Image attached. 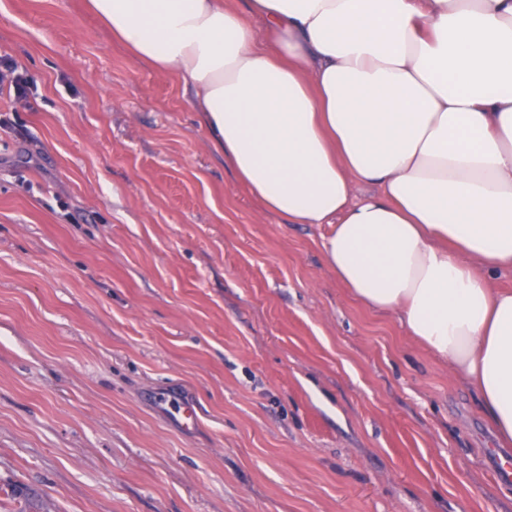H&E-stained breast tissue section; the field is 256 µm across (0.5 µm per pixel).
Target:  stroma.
Listing matches in <instances>:
<instances>
[{"mask_svg":"<svg viewBox=\"0 0 512 512\" xmlns=\"http://www.w3.org/2000/svg\"><path fill=\"white\" fill-rule=\"evenodd\" d=\"M5 512H512L472 391L236 183L86 0H0ZM192 402L185 430L175 412ZM7 84L13 87L18 97L26 98L32 81L26 77L22 72H19L15 64L4 58L0 57V85Z\"/></svg>","mask_w":512,"mask_h":512,"instance_id":"stroma-1","label":"stroma"}]
</instances>
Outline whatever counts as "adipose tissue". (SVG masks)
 I'll return each mask as SVG.
<instances>
[{
  "mask_svg": "<svg viewBox=\"0 0 512 512\" xmlns=\"http://www.w3.org/2000/svg\"><path fill=\"white\" fill-rule=\"evenodd\" d=\"M89 3L195 90L246 192L328 225L337 279L396 313L512 442V291L491 286L512 270V0Z\"/></svg>",
  "mask_w": 512,
  "mask_h": 512,
  "instance_id": "ef3b65f1",
  "label": "adipose tissue"
}]
</instances>
